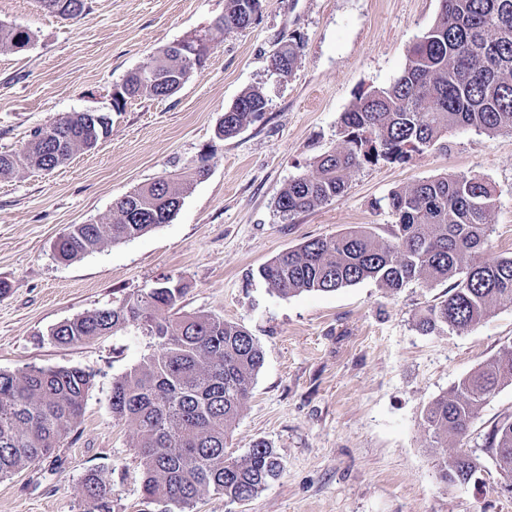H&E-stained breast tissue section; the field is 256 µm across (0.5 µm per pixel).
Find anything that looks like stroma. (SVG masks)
I'll list each match as a JSON object with an SVG mask.
<instances>
[{"label":"stroma","mask_w":512,"mask_h":512,"mask_svg":"<svg viewBox=\"0 0 512 512\" xmlns=\"http://www.w3.org/2000/svg\"><path fill=\"white\" fill-rule=\"evenodd\" d=\"M88 2L86 15L64 20L40 0H0V21L34 34L28 50L0 52V154L20 150L57 117L112 115L94 150L0 180V281L9 285L0 296V372L78 367L94 375L77 431L0 479V512H82V481L93 469L111 479L112 512H177L144 496L136 430L116 423L110 406L113 379L151 353V339L132 327L76 345L50 335L166 280L186 284L184 313L223 316L259 340L264 365L226 452L240 457L263 440L283 465L254 498L211 493L193 512H512V488L490 461L467 485L439 483V450L422 421L434 398L512 344V307L462 333L425 335L415 316L446 285L394 293L366 280L284 297L258 275L305 240L353 227L383 232L395 221L384 203L391 191L445 174L495 186L489 253L512 256V133L456 129L447 148L354 170L341 196L313 210L288 219L276 207L288 182L313 175L319 157L341 147V114L399 76L440 0H263L253 23L230 34L212 28L224 0ZM199 33L212 49L176 94L143 95L113 111V90L130 72ZM290 40L300 53L279 82L270 57ZM248 89L264 93V112L218 137L225 109ZM202 162L207 176L169 223L75 261L57 257L54 243L68 225L109 223L118 199ZM507 417L512 385L481 407L463 447Z\"/></svg>","instance_id":"stroma-1"}]
</instances>
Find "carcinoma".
Instances as JSON below:
<instances>
[{"label": "carcinoma", "instance_id": "carcinoma-1", "mask_svg": "<svg viewBox=\"0 0 512 512\" xmlns=\"http://www.w3.org/2000/svg\"><path fill=\"white\" fill-rule=\"evenodd\" d=\"M65 19L86 14L87 0H42ZM261 0H225L213 27L226 34L249 26ZM34 35L0 23V49L17 52ZM297 43L273 57L292 74ZM205 57L187 61L163 47L154 55L158 80L129 73L112 98L116 112L143 94L168 98L182 87ZM264 94L243 92L224 111L220 137L237 134L266 108ZM37 127L16 154H0V179L18 168L50 171L61 165L55 142L71 157L89 151L112 128L104 113L88 120L72 112ZM457 128L487 134L512 132V0H440L436 22L408 51L400 76L386 88L359 97L340 117L342 147L322 155L316 174L284 187L277 207L291 218L341 195L350 173L381 160L406 162L416 154L447 147ZM207 175L199 165L180 181L160 179L124 196L109 224H71L59 236L58 257L70 262L101 248L146 234L172 220L194 180ZM497 204L491 183L476 175H446L392 191L386 205L395 217L383 238L364 229L307 240L259 269L271 289L284 296L333 292L373 280L398 292L412 282L448 284L446 297L426 305L416 317L425 333L461 332L485 320L497 306H512V257L488 255L491 211ZM186 285L171 281L139 291L120 307L98 309L51 330L61 344H77L134 327L153 341L154 351L112 382V418L133 426L143 469L142 490L180 512L211 491L230 502L246 501L282 471L276 450L257 441L239 457L226 455V439L264 364V353L244 327L216 314L181 315ZM94 374L71 367L31 366L0 372V478L12 476L50 455L74 433L84 413ZM512 385V345L459 378L424 412V427L443 448L438 478L447 487L469 483L483 456L496 455L512 477V418L496 424L484 442L463 455L448 453L460 442L484 402ZM112 484L100 470L82 481L83 512H111Z\"/></svg>", "mask_w": 512, "mask_h": 512}]
</instances>
